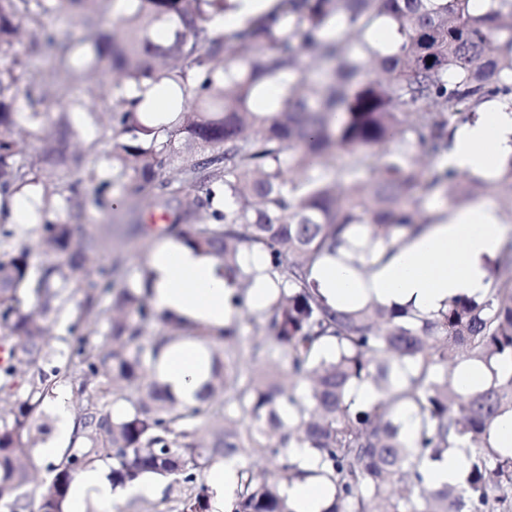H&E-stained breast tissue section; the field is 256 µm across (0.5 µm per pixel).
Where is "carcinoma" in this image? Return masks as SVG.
<instances>
[{
  "instance_id": "obj_1",
  "label": "carcinoma",
  "mask_w": 512,
  "mask_h": 512,
  "mask_svg": "<svg viewBox=\"0 0 512 512\" xmlns=\"http://www.w3.org/2000/svg\"><path fill=\"white\" fill-rule=\"evenodd\" d=\"M104 2L0 0V46L27 41L68 74L77 45L41 20L97 15ZM130 2L119 26L82 41L88 68L110 63L111 102L100 109L73 99L69 111L110 113L108 158L121 195L158 187L153 205L174 206L162 234L215 256L239 285L233 305L245 304L257 275L277 283L254 313L274 328V347L255 345L266 363L256 374L231 358L236 322L214 331L168 319L167 333L148 335L158 313L147 289L122 281V258L83 230L85 211L43 222L40 247L52 261L32 264L25 247L0 260V329L25 365H0V503L9 512H67L77 473L107 462L115 493L165 481L176 495L160 512H211L209 471L233 458L229 512H297L282 484L307 478L332 490L321 512H512V454L496 442L498 423L512 417V239L484 295L426 314L377 302L335 308L313 276L342 251L354 267L373 268L381 252L436 220L426 200L483 184L440 161L485 102L512 101V0H483L481 10L474 0H275L227 35L211 22L238 0ZM381 26L394 33L387 52L373 41ZM308 52L322 63L315 77L302 65ZM20 79L0 70V193L40 184L47 208L81 156L68 115L46 128L39 99L24 119L42 146L26 153ZM147 81L179 90L176 121L146 120L130 91ZM270 84L277 93L268 97ZM178 145L184 158L173 174ZM341 153L351 157L345 166L336 165ZM499 166L497 182L512 190L511 151ZM364 169L375 172L368 185ZM201 185L205 194H194ZM253 252L265 256L261 272L241 262ZM102 253L100 280L86 282L71 328L103 320V341L62 337L57 363L47 320L64 310L75 273ZM187 336L207 347L211 363L194 405L155 374L162 348ZM462 363L485 369L482 387L461 390ZM60 382L73 389L78 445L39 482L34 432ZM363 385L377 393L370 403L357 396ZM405 414L416 425L412 440ZM295 448L307 450L306 461ZM450 453L469 462L464 484H428L427 470ZM258 460L275 470L256 472Z\"/></svg>"
}]
</instances>
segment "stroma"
I'll list each match as a JSON object with an SVG mask.
<instances>
[{"label": "stroma", "instance_id": "obj_1", "mask_svg": "<svg viewBox=\"0 0 512 512\" xmlns=\"http://www.w3.org/2000/svg\"><path fill=\"white\" fill-rule=\"evenodd\" d=\"M23 61L30 71V81L20 84L19 105H26L29 90H36L42 98V108L50 119H57L67 111L73 98H81L87 103H99L108 97L111 75L106 65L88 69L83 63H75V77L68 80L55 75L51 63L41 54L30 53L27 46L18 44L12 47L0 46V68L12 66L14 61ZM105 117L81 114L76 122L80 132L78 146L88 149V167L98 174L96 180L81 179L70 201H57L56 207L47 214L48 219L66 218L68 210L84 207L89 230L98 237L111 239L123 246L122 276L126 283L140 285L146 269L147 250L141 246L144 229L152 227L154 207L149 206L153 189H145L143 201L113 209L112 202L119 196L118 187L109 183L111 178L110 161L107 157L105 137ZM251 310H241L238 315L240 327L239 342L232 348L233 356L242 370L256 367L257 359L252 354L255 344H272L273 329L268 326H255L251 320Z\"/></svg>", "mask_w": 512, "mask_h": 512}]
</instances>
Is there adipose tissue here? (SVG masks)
Here are the masks:
<instances>
[{
  "label": "adipose tissue",
  "instance_id": "obj_1",
  "mask_svg": "<svg viewBox=\"0 0 512 512\" xmlns=\"http://www.w3.org/2000/svg\"><path fill=\"white\" fill-rule=\"evenodd\" d=\"M511 150L512 105L492 100L483 105L475 123L457 130L443 163L487 177L496 157ZM503 235L495 208L479 204L442 215L371 270L329 257L315 266L314 276L334 305L356 306L373 299L430 312L449 298L485 292V260L497 251ZM147 270L149 299L156 312L213 329L236 319L237 311L229 303L234 286L212 255L171 240L153 251ZM209 373L208 350L202 343L182 340L161 351L157 376L179 401L196 402ZM90 500L99 512H115L117 499L96 468L83 470L73 481L70 512H85Z\"/></svg>",
  "mask_w": 512,
  "mask_h": 512
}]
</instances>
